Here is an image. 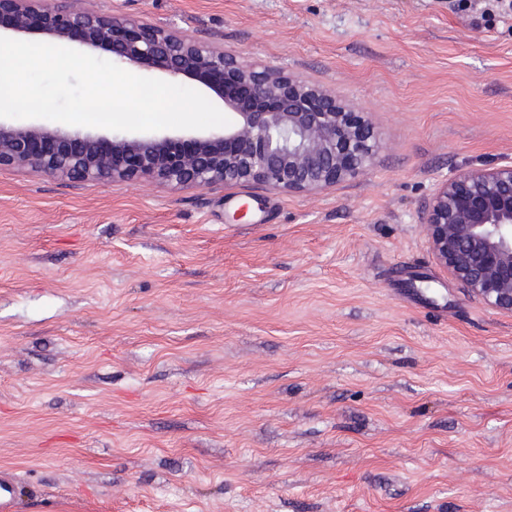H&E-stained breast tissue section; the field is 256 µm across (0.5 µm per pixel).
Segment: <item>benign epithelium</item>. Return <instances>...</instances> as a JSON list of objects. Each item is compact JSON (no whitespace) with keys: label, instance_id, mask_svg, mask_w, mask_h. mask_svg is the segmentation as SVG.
I'll list each match as a JSON object with an SVG mask.
<instances>
[{"label":"benign epithelium","instance_id":"obj_1","mask_svg":"<svg viewBox=\"0 0 512 512\" xmlns=\"http://www.w3.org/2000/svg\"><path fill=\"white\" fill-rule=\"evenodd\" d=\"M69 0H0V31H37L59 44L108 52L112 62L197 81L230 123L204 136L110 138L0 122V169L72 182L155 181L206 188L260 183L317 191L364 174L381 148L374 125L336 93L161 26L120 20ZM437 260L491 307L512 311V164L462 168L424 215Z\"/></svg>","mask_w":512,"mask_h":512}]
</instances>
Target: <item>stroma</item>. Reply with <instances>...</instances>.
Instances as JSON below:
<instances>
[{"label":"stroma","mask_w":512,"mask_h":512,"mask_svg":"<svg viewBox=\"0 0 512 512\" xmlns=\"http://www.w3.org/2000/svg\"><path fill=\"white\" fill-rule=\"evenodd\" d=\"M457 0H95L333 91L368 171L311 193L0 170L16 512H512V312L435 258L512 163V18Z\"/></svg>","instance_id":"1"}]
</instances>
